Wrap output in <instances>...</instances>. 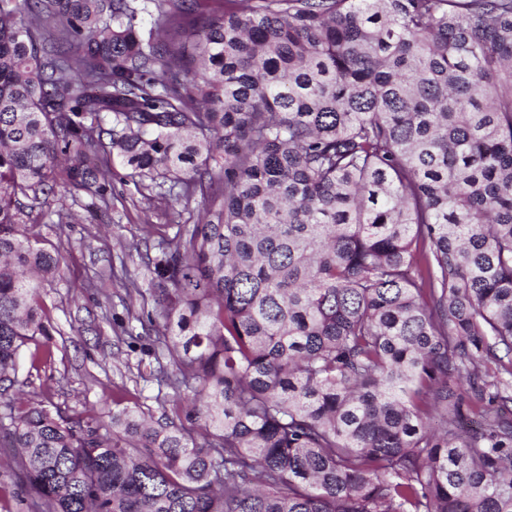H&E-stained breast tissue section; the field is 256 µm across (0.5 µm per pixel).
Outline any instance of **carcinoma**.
I'll list each match as a JSON object with an SVG mask.
<instances>
[{"label":"carcinoma","instance_id":"obj_1","mask_svg":"<svg viewBox=\"0 0 512 512\" xmlns=\"http://www.w3.org/2000/svg\"><path fill=\"white\" fill-rule=\"evenodd\" d=\"M189 13L0 0L1 382L65 275L19 196L106 199L102 151L211 201L148 268L184 419L1 392L21 486L39 512H512V0Z\"/></svg>","mask_w":512,"mask_h":512}]
</instances>
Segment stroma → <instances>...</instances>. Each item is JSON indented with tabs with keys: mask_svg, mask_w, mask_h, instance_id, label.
Here are the masks:
<instances>
[{
	"mask_svg": "<svg viewBox=\"0 0 512 512\" xmlns=\"http://www.w3.org/2000/svg\"><path fill=\"white\" fill-rule=\"evenodd\" d=\"M102 165L112 172L108 206L72 188L66 194L72 222L58 223L51 202L30 213L31 232L61 252L66 274L40 290L54 326V362L35 366L22 355L16 378L67 416L106 422L119 404L155 415L173 407L150 379L163 310L147 285L146 266L180 225L198 223L206 204L198 195L158 199L116 156L103 157Z\"/></svg>",
	"mask_w": 512,
	"mask_h": 512,
	"instance_id": "35a3bbf8",
	"label": "stroma"
}]
</instances>
